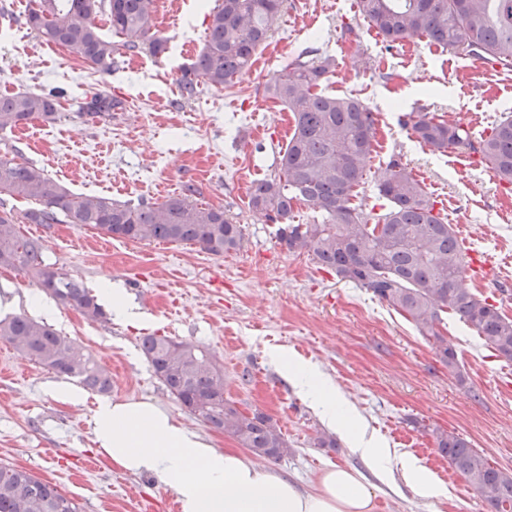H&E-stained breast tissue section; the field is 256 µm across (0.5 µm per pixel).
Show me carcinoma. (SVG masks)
Instances as JSON below:
<instances>
[{"mask_svg": "<svg viewBox=\"0 0 512 512\" xmlns=\"http://www.w3.org/2000/svg\"><path fill=\"white\" fill-rule=\"evenodd\" d=\"M356 5L363 20L389 43L421 38L512 71V0H356ZM154 8L155 0H34L25 21L45 42L107 73L121 49L146 47L155 56L164 52L166 40L153 31ZM282 8L283 0H221L206 16L201 51L181 72V96L192 100L204 88L222 91L234 85L271 37ZM100 15L110 23L111 40L97 24ZM335 71L336 58L315 49L284 65L267 84L266 93L288 108L294 126L276 174L254 187L248 206L279 225L278 240L288 251L307 254L337 278L369 289L412 322L459 382L464 379L457 352L440 329L448 312L474 328L497 356L512 361V317L466 286L453 227L413 171L398 160L390 163L376 185L386 200L382 212L355 202L373 152L375 120L362 99L325 92ZM122 105L110 94L95 93L80 110L106 118ZM55 115L49 94L0 95V131ZM410 121L413 134L431 150L476 153L499 181L512 184V116L478 139L431 112H419ZM0 195L37 203L24 213L29 224L64 220L111 237L189 243L214 256L238 249L243 239L240 225L224 209L192 200L191 185L160 203H121L75 194L43 168L0 156ZM300 203L321 219L292 223L294 206ZM42 253V240L23 235L13 212L1 210L0 268L24 272L50 297L91 320L105 318L82 282L42 267ZM0 338L48 371L76 378L98 393L111 391V377L93 356L44 322L25 314L0 319ZM172 344L166 336H146L141 348L155 375L185 409L260 458L277 461L288 454V442L269 416L259 410L243 413L224 399V379L212 367L207 349L181 343L174 350ZM435 443L489 512H512L511 474L491 466L452 433H437ZM0 512L80 509L32 472L0 464Z\"/></svg>", "mask_w": 512, "mask_h": 512, "instance_id": "carcinoma-1", "label": "carcinoma"}]
</instances>
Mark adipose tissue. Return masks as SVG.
I'll return each instance as SVG.
<instances>
[{
	"label": "adipose tissue",
	"instance_id": "ef3b65f1",
	"mask_svg": "<svg viewBox=\"0 0 512 512\" xmlns=\"http://www.w3.org/2000/svg\"><path fill=\"white\" fill-rule=\"evenodd\" d=\"M327 425L354 438L355 451L381 474L396 456L346 411L331 380L295 352L270 350ZM100 453L124 471L150 474L174 489L181 512H378L377 486L361 471L331 465L304 486L249 455L221 451L150 401L103 400L93 417Z\"/></svg>",
	"mask_w": 512,
	"mask_h": 512
}]
</instances>
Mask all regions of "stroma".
Here are the masks:
<instances>
[{"mask_svg":"<svg viewBox=\"0 0 512 512\" xmlns=\"http://www.w3.org/2000/svg\"><path fill=\"white\" fill-rule=\"evenodd\" d=\"M216 0H156L155 26L165 53H121L112 72L99 73L43 42L25 23L21 0H0V93L58 94L55 120L36 119L0 132V155L31 162L72 192L121 202H157L160 186L223 207L243 233L239 249L213 256L192 244L135 242L72 224H21L40 237L42 265L98 288L101 276L120 283L147 321L88 320L57 303L23 272L0 269L12 287V306L0 319L25 314L44 320L91 352L112 377L115 401L150 400L204 436L214 448L237 440L191 415L152 372L141 337L168 336L209 349L224 372V397L241 411L259 410L277 423L290 452L268 468L311 484L331 464L367 471L344 436L333 448L314 438L327 426L267 353L295 350L330 379L346 407L359 415L401 458L434 473L448 490L436 502L420 497L393 471L379 487V512H487L477 493L439 455L434 430L466 438L497 468L512 473V394L497 385L512 362L496 357L478 334L448 316V341L459 373L448 370L415 326L372 292L336 278L311 256L288 252L277 227L249 208L255 185L272 177L288 142L291 115L266 98L265 86L282 66L317 48L335 55L330 93L361 98L373 113L376 144L359 197L377 204L376 181L398 159L447 204L452 226H464L471 248L492 262L467 283L512 316V185L501 183L467 152L433 153L405 120L436 113L478 137L512 111V72L482 73L481 62L414 39L386 47L357 13L356 0H285L266 47L231 88L203 90L182 100L177 80L205 36V14ZM104 91L124 107L93 118L78 106ZM481 124H474V116ZM0 463L32 471L73 497L81 512H169L171 488L132 475L93 442L99 393L77 404L51 397L60 376L0 340Z\"/></svg>","mask_w":512,"mask_h":512,"instance_id":"1","label":"stroma"}]
</instances>
